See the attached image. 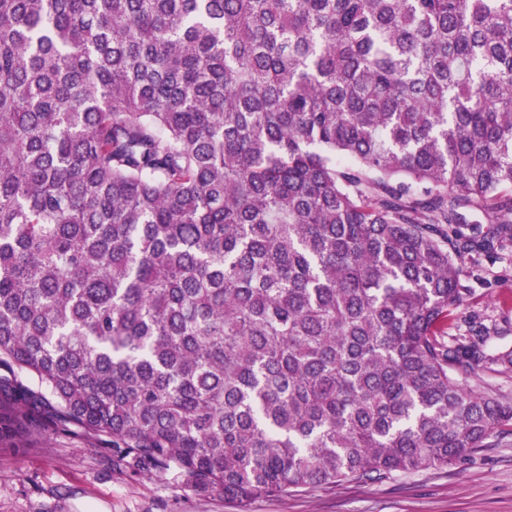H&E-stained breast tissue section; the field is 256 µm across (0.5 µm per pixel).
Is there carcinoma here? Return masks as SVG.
Returning <instances> with one entry per match:
<instances>
[{
  "label": "carcinoma",
  "instance_id": "cac0c4a2",
  "mask_svg": "<svg viewBox=\"0 0 512 512\" xmlns=\"http://www.w3.org/2000/svg\"><path fill=\"white\" fill-rule=\"evenodd\" d=\"M508 244L512 0H0V367L122 460L246 505L509 444L512 348L444 340Z\"/></svg>",
  "mask_w": 512,
  "mask_h": 512
}]
</instances>
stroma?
Here are the masks:
<instances>
[{"mask_svg":"<svg viewBox=\"0 0 512 512\" xmlns=\"http://www.w3.org/2000/svg\"><path fill=\"white\" fill-rule=\"evenodd\" d=\"M457 323L493 328L489 347L512 346V246L480 256L462 281ZM38 406L23 429L0 436V512H512V444L486 448L450 468L384 482L309 488L240 505L198 495L177 471L116 462L111 445L57 423L53 396L21 375Z\"/></svg>","mask_w":512,"mask_h":512,"instance_id":"stroma-1","label":"stroma"}]
</instances>
